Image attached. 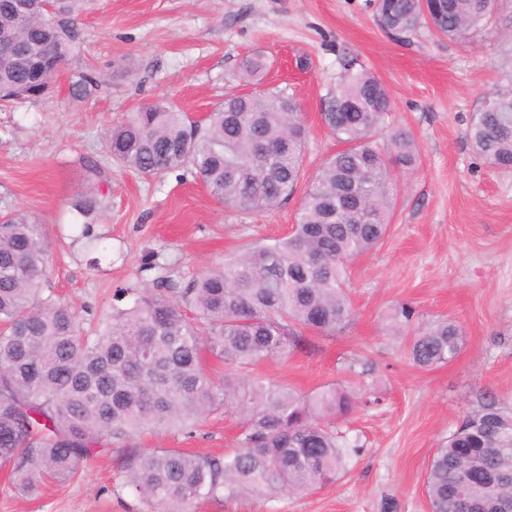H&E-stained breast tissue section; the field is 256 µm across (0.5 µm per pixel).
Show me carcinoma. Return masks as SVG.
Masks as SVG:
<instances>
[{
    "mask_svg": "<svg viewBox=\"0 0 512 512\" xmlns=\"http://www.w3.org/2000/svg\"><path fill=\"white\" fill-rule=\"evenodd\" d=\"M87 2L65 0L59 20L26 9L24 0H0V37L16 47L0 55V105L18 89L45 90L38 69L46 59L62 69L77 59ZM494 8L495 0H442L440 12L426 15L420 0L375 4L379 27L396 41L423 24L458 38L484 27ZM339 65L322 121L341 148L308 186L292 231L181 288L140 289L93 331L68 305L41 296L48 249L39 219L15 209L0 220V464L11 466L17 488L32 495L48 480L72 478L98 435L122 441L149 429H187L220 408L241 416L235 449L222 457L132 450L126 484L164 512H185L203 497L311 492L346 469L357 445L331 420L377 396L334 385L300 396L249 377L256 363L288 357L299 331L330 337L350 324L349 265L385 237L396 170L419 160L403 129L390 135L392 151L379 148L388 91L353 59L344 55ZM93 86L90 75L77 73L71 94L85 97ZM296 105L283 89L232 94L200 123L156 100L110 129L108 151L145 178H199L228 210L268 208L288 199L301 177L309 131ZM468 138L478 156L512 169V87L482 106ZM105 207L98 187L72 204L82 219ZM415 320L407 304L392 313L400 329ZM459 351V327L446 319L407 341V357L420 369L449 363ZM210 357L224 363L220 382L207 370ZM459 488L468 512L512 506L511 408L489 400L436 449L426 474L430 512H457Z\"/></svg>",
    "mask_w": 512,
    "mask_h": 512,
    "instance_id": "obj_1",
    "label": "carcinoma"
}]
</instances>
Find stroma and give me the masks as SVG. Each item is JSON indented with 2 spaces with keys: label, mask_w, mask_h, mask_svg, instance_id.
I'll return each instance as SVG.
<instances>
[{
  "label": "stroma",
  "mask_w": 512,
  "mask_h": 512,
  "mask_svg": "<svg viewBox=\"0 0 512 512\" xmlns=\"http://www.w3.org/2000/svg\"><path fill=\"white\" fill-rule=\"evenodd\" d=\"M81 27V56L46 98L0 107V215L22 208L39 218L51 250L44 292L88 324L111 312L119 289L183 285L286 235L337 149L321 105L336 86L338 54L358 57L385 85L386 122L411 133L419 162L399 178L384 240L350 265L353 321L333 338L305 333L288 357L254 370L301 393L332 383L376 392L378 404L349 424L359 450L345 475L315 491L200 498L187 512H429L424 479L436 448L488 400L512 404V172L476 156L467 135L484 101L512 85V0H499L487 26L455 41L424 26L390 39L373 0H91ZM254 54L269 64L265 87L293 94L310 131L288 200L232 212L200 180L145 179L109 158L108 129L147 103L164 99L201 120L226 94L252 92L242 62ZM77 69L99 83L83 99L69 89ZM97 185L108 205L91 246L71 204ZM404 303L418 325L455 321L462 347L452 362L410 363L389 320ZM348 358L365 376L346 372ZM238 431V414L219 409L189 433L102 436L79 478L34 496L0 468V512H157L126 485L125 449L219 455Z\"/></svg>",
  "instance_id": "35a3bbf8"
}]
</instances>
